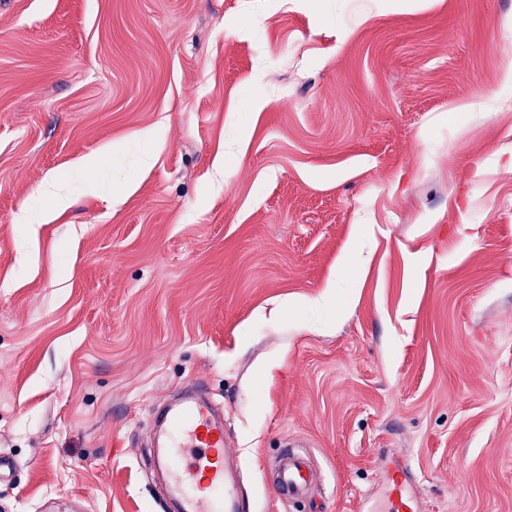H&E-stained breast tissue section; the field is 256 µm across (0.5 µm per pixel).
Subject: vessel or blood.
<instances>
[{"mask_svg":"<svg viewBox=\"0 0 512 512\" xmlns=\"http://www.w3.org/2000/svg\"><path fill=\"white\" fill-rule=\"evenodd\" d=\"M167 473L180 487L179 512H245L238 493L237 455L224 443V425L213 405L200 394L188 395L167 415ZM317 480L308 456L285 449L276 467L273 488L285 498H307ZM418 490L409 480L392 478L385 512H418Z\"/></svg>","mask_w":512,"mask_h":512,"instance_id":"obj_1","label":"vessel or blood"}]
</instances>
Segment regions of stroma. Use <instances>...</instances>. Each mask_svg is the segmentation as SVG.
Returning a JSON list of instances; mask_svg holds the SVG:
<instances>
[{
    "instance_id": "obj_1",
    "label": "stroma",
    "mask_w": 512,
    "mask_h": 512,
    "mask_svg": "<svg viewBox=\"0 0 512 512\" xmlns=\"http://www.w3.org/2000/svg\"><path fill=\"white\" fill-rule=\"evenodd\" d=\"M508 36L512 0H0V512H172L154 413L197 385L248 512H380L395 464L512 512ZM316 480L317 472L310 458L294 448H285L277 463L274 491L285 499H305Z\"/></svg>"
}]
</instances>
